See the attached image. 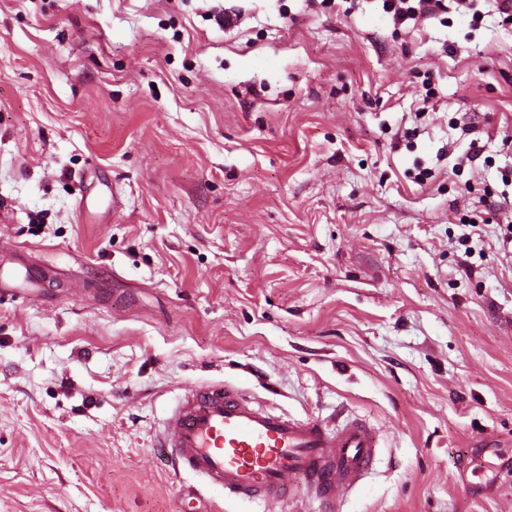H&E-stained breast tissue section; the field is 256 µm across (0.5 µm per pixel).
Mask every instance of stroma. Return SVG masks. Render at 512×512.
<instances>
[{
    "label": "stroma",
    "instance_id": "35a3bbf8",
    "mask_svg": "<svg viewBox=\"0 0 512 512\" xmlns=\"http://www.w3.org/2000/svg\"><path fill=\"white\" fill-rule=\"evenodd\" d=\"M382 0H0V512H188L224 382L382 435L335 512H512V24ZM430 168L425 184L415 166ZM443 0H384V10L392 16L395 25H402L408 20L427 18L438 10L446 11L449 7ZM32 286L33 282L31 280H23L22 283L19 284L17 283V279L10 272L0 269V296L1 294L9 292L13 296L26 299L29 294L36 290V288H27Z\"/></svg>",
    "mask_w": 512,
    "mask_h": 512
}]
</instances>
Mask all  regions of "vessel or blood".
Here are the masks:
<instances>
[{
	"instance_id": "vessel-or-blood-1",
	"label": "vessel or blood",
	"mask_w": 512,
	"mask_h": 512,
	"mask_svg": "<svg viewBox=\"0 0 512 512\" xmlns=\"http://www.w3.org/2000/svg\"><path fill=\"white\" fill-rule=\"evenodd\" d=\"M377 432L358 420L331 424L276 413L221 382L188 389L159 436L177 470L192 474L194 500L209 494L277 505L288 479H306L317 499L354 488L372 469Z\"/></svg>"
}]
</instances>
